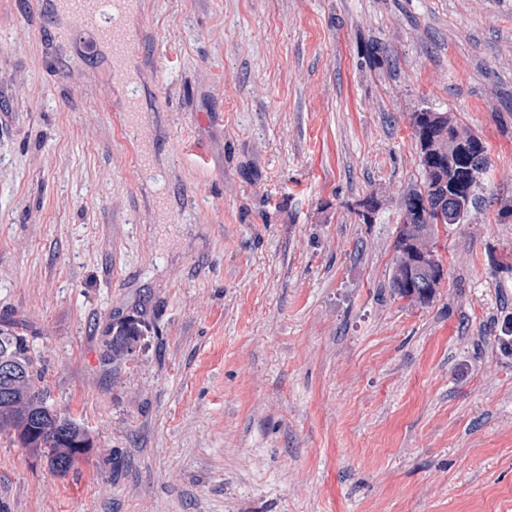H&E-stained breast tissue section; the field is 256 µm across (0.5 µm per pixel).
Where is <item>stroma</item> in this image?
<instances>
[{"label":"stroma","mask_w":512,"mask_h":512,"mask_svg":"<svg viewBox=\"0 0 512 512\" xmlns=\"http://www.w3.org/2000/svg\"><path fill=\"white\" fill-rule=\"evenodd\" d=\"M126 29L119 68L58 0H0V322L92 440L60 475L0 435V512H512V0H138ZM424 109L491 164L420 305L390 278ZM149 326L141 317L133 316L110 323L106 330L107 337L103 342L101 359L106 364L120 365L129 361L131 352L141 348L142 340L148 332Z\"/></svg>","instance_id":"obj_1"}]
</instances>
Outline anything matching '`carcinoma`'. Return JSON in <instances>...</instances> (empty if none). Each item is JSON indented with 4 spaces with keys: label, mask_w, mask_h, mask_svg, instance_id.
Returning a JSON list of instances; mask_svg holds the SVG:
<instances>
[{
    "label": "carcinoma",
    "mask_w": 512,
    "mask_h": 512,
    "mask_svg": "<svg viewBox=\"0 0 512 512\" xmlns=\"http://www.w3.org/2000/svg\"><path fill=\"white\" fill-rule=\"evenodd\" d=\"M413 135L419 144L422 187L401 196L402 223L394 244V266L390 288L399 298L409 293L402 283L409 277L431 280L429 292L417 293L418 303L430 301L442 276L434 273L429 256L438 241L439 217L444 224H461L469 217L477 199L480 181L472 178L460 193L452 192L467 176L470 152L482 138L461 125L448 112L422 110L410 116ZM453 193V214L437 212L438 204ZM149 326L133 316L109 324L103 342L104 363L119 365L141 346ZM19 370L13 377L0 376V434L16 437L24 446L41 453L49 467L67 473L75 461L91 448L89 431L74 419L55 413L47 405V393L39 362L25 333L15 324L0 329V362Z\"/></svg>",
    "instance_id": "cac0c4a2"
}]
</instances>
